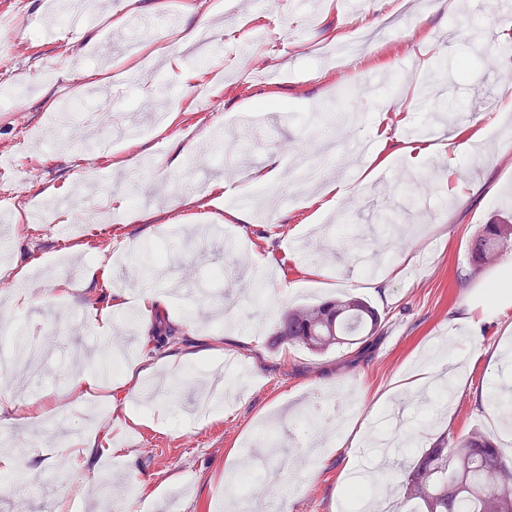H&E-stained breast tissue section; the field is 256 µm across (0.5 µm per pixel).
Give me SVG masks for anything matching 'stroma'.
I'll list each match as a JSON object with an SVG mask.
<instances>
[{
	"label": "stroma",
	"mask_w": 512,
	"mask_h": 512,
	"mask_svg": "<svg viewBox=\"0 0 512 512\" xmlns=\"http://www.w3.org/2000/svg\"><path fill=\"white\" fill-rule=\"evenodd\" d=\"M95 16L76 31L46 26L52 0H0V24L37 22L20 51L0 36V86L29 88L0 112V191L25 190L26 215L12 225L0 260L12 270L39 262L25 283L0 279V315L26 345L0 335L11 370L0 385V448L40 444L63 423L68 434L104 429L112 455L89 454L76 483L66 462L42 448L22 455L0 512H226L224 472L234 469L244 512H356L346 466L376 476L384 417L410 426L392 451L394 468L374 496L385 512L400 497L402 465L438 441L482 429L512 461V415L494 399L512 381V253L474 270L469 240L512 209V18L497 0H91ZM207 29L211 41L187 42ZM355 41L364 65L336 62L337 41ZM109 89L114 112L54 133L51 116L71 87ZM393 111H385L388 103ZM431 126L432 139L409 136ZM487 141L481 155L447 149L449 138ZM299 150L315 155L319 181L289 169ZM286 166L284 199L258 196L269 160ZM345 193L323 210V183ZM397 212L386 226L378 211ZM107 215L111 259L57 228L81 211ZM237 210L254 213L234 222ZM163 255L154 286L163 302L149 328L117 314L110 340L121 371L109 411L101 398L68 391L74 350L93 353L91 324L116 298L135 300L146 282L131 266L144 244ZM106 275L87 287L84 271ZM69 283L53 304L56 279ZM339 293L367 298L381 325L365 354H314L271 347L280 314ZM172 330L158 342L161 330ZM438 353L454 390L444 414L440 389L400 384ZM145 362L141 385L159 393L147 420L125 414L123 369ZM49 415L26 424L12 409L31 397ZM42 474L39 485L30 475Z\"/></svg>",
	"instance_id": "obj_1"
}]
</instances>
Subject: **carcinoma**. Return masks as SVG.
Returning <instances> with one entry per match:
<instances>
[{"mask_svg": "<svg viewBox=\"0 0 512 512\" xmlns=\"http://www.w3.org/2000/svg\"><path fill=\"white\" fill-rule=\"evenodd\" d=\"M509 251L511 221L481 225L469 245L476 270ZM379 326V313L366 298L341 294L286 310L272 337L279 346L324 354L366 343ZM402 490L397 507L410 502V512H512V464L489 433L474 430L452 448L439 442L423 450L405 472Z\"/></svg>", "mask_w": 512, "mask_h": 512, "instance_id": "carcinoma-1", "label": "carcinoma"}]
</instances>
